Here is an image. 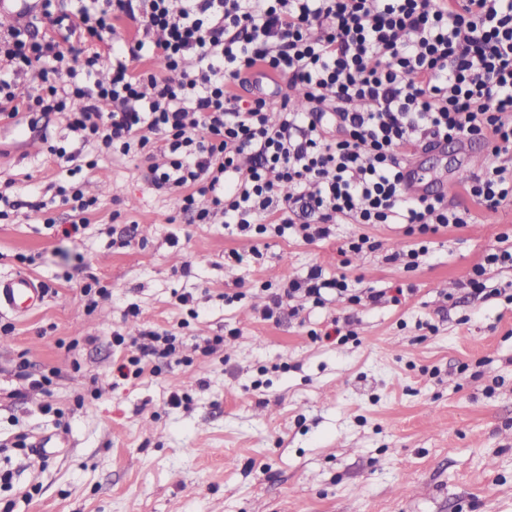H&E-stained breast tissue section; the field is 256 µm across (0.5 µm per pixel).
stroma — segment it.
Listing matches in <instances>:
<instances>
[{
  "label": "stroma",
  "instance_id": "obj_1",
  "mask_svg": "<svg viewBox=\"0 0 512 512\" xmlns=\"http://www.w3.org/2000/svg\"><path fill=\"white\" fill-rule=\"evenodd\" d=\"M46 132L61 138L56 114L0 123V188L48 203L0 220V278L25 272L47 288L30 315L0 311L12 325L0 330V471L13 474L0 512H512V266L485 276L498 296L468 286L499 235L512 248V206L473 208L407 270L385 260L415 243L400 225L238 237L192 223L153 189L144 156L100 157L72 179L98 202L69 241ZM414 160L447 182L449 205H467L458 143ZM360 233L379 249L344 252ZM233 249L242 262L225 260ZM315 266L386 297L330 293L299 317L263 320L269 289ZM94 280L110 297L90 310L81 288ZM185 293L193 308L178 305ZM336 324L345 342L309 336ZM146 325L173 331L182 361L121 379L128 351L112 336ZM24 360L53 372L49 392L18 377ZM43 436L57 443L47 456L17 447Z\"/></svg>",
  "mask_w": 512,
  "mask_h": 512
}]
</instances>
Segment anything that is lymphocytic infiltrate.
<instances>
[{
	"instance_id": "1",
	"label": "lymphocytic infiltrate",
	"mask_w": 512,
	"mask_h": 512,
	"mask_svg": "<svg viewBox=\"0 0 512 512\" xmlns=\"http://www.w3.org/2000/svg\"><path fill=\"white\" fill-rule=\"evenodd\" d=\"M121 23L133 35L110 47ZM314 26L323 35L312 41ZM188 55L197 70L172 81ZM104 67L103 82L96 74ZM258 68L284 79L279 103L230 92ZM21 78L33 84L24 101L14 93ZM297 85L302 110L288 93ZM37 107L65 119L75 148L49 151L72 176L84 149L135 156L160 137L151 183L194 223L220 214L244 237L291 229L313 242L346 219L399 224L424 238L472 214L410 194L418 148L487 141L492 160L464 189L492 211L512 203V0H78L50 18L40 40H30L23 21L0 32V120L19 122ZM245 152L252 165L239 181ZM283 182L294 188L285 197ZM57 192L71 212L61 233L76 239L97 200L74 185ZM329 290L354 304L382 299L315 267L285 281L262 315H299V302L322 305ZM113 341L133 349L117 368L123 378L180 347L173 333L153 328Z\"/></svg>"
}]
</instances>
